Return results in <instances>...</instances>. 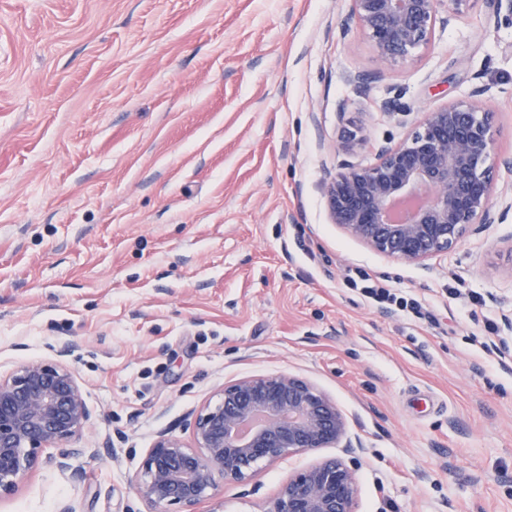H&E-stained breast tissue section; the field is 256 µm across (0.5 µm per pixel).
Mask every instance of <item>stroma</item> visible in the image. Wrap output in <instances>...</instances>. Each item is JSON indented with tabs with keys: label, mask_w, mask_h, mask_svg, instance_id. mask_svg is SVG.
I'll use <instances>...</instances> for the list:
<instances>
[{
	"label": "stroma",
	"mask_w": 512,
	"mask_h": 512,
	"mask_svg": "<svg viewBox=\"0 0 512 512\" xmlns=\"http://www.w3.org/2000/svg\"><path fill=\"white\" fill-rule=\"evenodd\" d=\"M351 0H0V374L69 359L92 417L82 479L42 465L0 512H142L161 432L225 382L289 372L344 411L359 512H512V26L440 10L380 69ZM483 96H474L477 87ZM399 89L409 114L381 110ZM494 112L496 224L420 265L332 224L325 181L424 110ZM355 131L348 141L347 131ZM360 267L434 322L368 306ZM480 303H473V296ZM291 455L198 512H264Z\"/></svg>",
	"instance_id": "stroma-1"
}]
</instances>
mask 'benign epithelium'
Returning <instances> with one entry per match:
<instances>
[{"label":"benign epithelium","instance_id":"7a95c632","mask_svg":"<svg viewBox=\"0 0 512 512\" xmlns=\"http://www.w3.org/2000/svg\"><path fill=\"white\" fill-rule=\"evenodd\" d=\"M360 33L381 67L415 57L435 35L443 0H353ZM493 112L470 102L430 109L399 143L368 167L346 165L324 186L333 223L374 252L404 264L444 255L473 224H492L494 187L486 166ZM30 361L0 375V495L38 461L71 470L89 451L91 411L67 357ZM348 437L335 399L292 373L249 375L224 384L196 414L192 442L161 434L148 450L133 491L144 512H195L219 482L244 483L260 465L334 448ZM358 468L322 457L284 482L263 512H358Z\"/></svg>","mask_w":512,"mask_h":512}]
</instances>
